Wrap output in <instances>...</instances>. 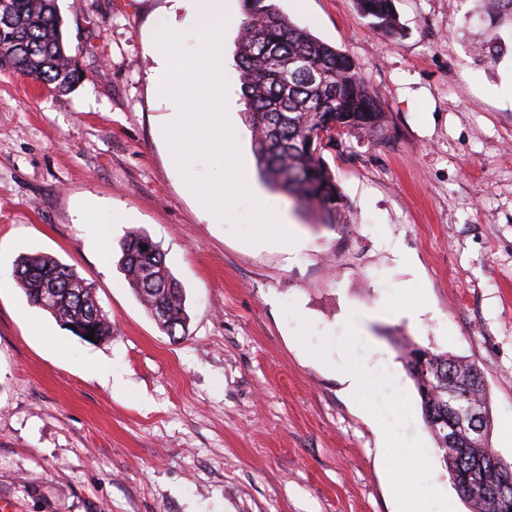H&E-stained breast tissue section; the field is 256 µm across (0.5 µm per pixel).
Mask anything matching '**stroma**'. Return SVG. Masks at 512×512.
Here are the masks:
<instances>
[{
    "mask_svg": "<svg viewBox=\"0 0 512 512\" xmlns=\"http://www.w3.org/2000/svg\"><path fill=\"white\" fill-rule=\"evenodd\" d=\"M82 78L47 91L0 72V502L7 512H468L427 429L402 355L420 346L484 373L492 446L512 461V60L473 54L475 0H394L370 28L355 0H277L348 54L388 115L385 139L323 157L342 195L321 223L282 192L301 250L206 224L172 167L168 112L145 46L170 0H57ZM229 115L259 171L238 76ZM128 214L101 253L87 197ZM147 233L189 316L170 337L118 261ZM49 255L112 323L90 344L32 305L20 255ZM414 318L397 315L404 304ZM105 365L104 381L95 371ZM365 384L348 391L345 374ZM359 12L375 30L389 36L400 35L401 30L393 0H355Z\"/></svg>",
    "mask_w": 512,
    "mask_h": 512,
    "instance_id": "stroma-1",
    "label": "stroma"
}]
</instances>
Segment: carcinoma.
<instances>
[{"label":"carcinoma","mask_w":512,"mask_h":512,"mask_svg":"<svg viewBox=\"0 0 512 512\" xmlns=\"http://www.w3.org/2000/svg\"><path fill=\"white\" fill-rule=\"evenodd\" d=\"M240 22L235 57L241 95L252 133L257 167L264 183L292 197L298 206L316 211L325 224L340 218L341 193L327 166L317 132L342 130V137L372 138L384 132L388 117L352 59L293 25L274 0H248ZM485 15L474 14L484 29L479 56L500 61L512 56V0H492ZM368 24L389 36L401 33L393 0H356ZM14 27L0 33V59L13 72L47 84L58 93L70 91L79 80L75 61L67 55L62 18L56 0H7ZM148 249L141 250V245ZM119 267L149 313L164 315L159 327L170 336L185 328L187 312L183 289L165 264L159 245L140 231L121 243ZM149 274H143V270ZM29 301L41 306L48 286L58 300L45 307L60 322L94 331L96 340L112 335L106 314L92 319L93 289L83 284L70 266L48 255L22 256L14 270ZM417 389L424 422L458 494L470 512H500L489 485L472 477V470L488 464L492 421L483 372L466 359L414 347L403 356ZM478 405L484 413V431L473 437L458 429L460 447L448 446L435 419L449 406Z\"/></svg>","instance_id":"carcinoma-1"}]
</instances>
